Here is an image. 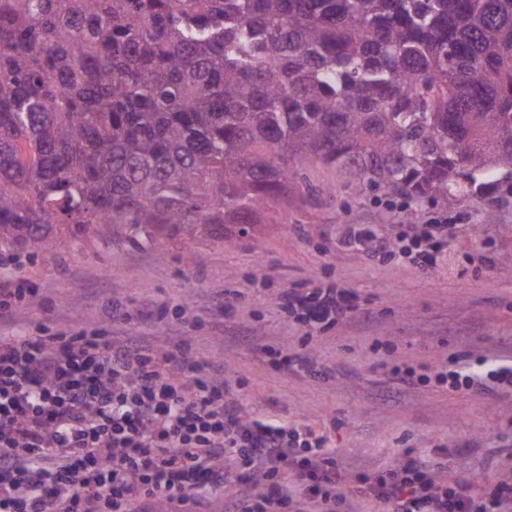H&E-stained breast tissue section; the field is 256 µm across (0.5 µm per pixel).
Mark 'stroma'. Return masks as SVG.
Segmentation results:
<instances>
[{
	"mask_svg": "<svg viewBox=\"0 0 512 512\" xmlns=\"http://www.w3.org/2000/svg\"><path fill=\"white\" fill-rule=\"evenodd\" d=\"M299 169L301 179L247 236L221 244L177 238L142 247L91 235L54 252L0 255V277L34 290L0 331L105 327L114 341L141 336L158 351L184 339L191 361L223 362L226 381H244L250 417L324 428L339 467L354 477L372 481L416 457L437 479L480 489L512 480V389L457 393L432 380L512 364V196L466 198L452 209L423 203L418 221L454 226L436 268L425 271L342 242L349 224L394 237L404 213L373 192L329 198L326 188L344 181L336 168L305 160ZM321 281L354 293L360 308L310 339L277 298ZM228 291L237 295L229 310ZM300 347L321 374L289 365ZM402 363L430 382L398 385L391 371Z\"/></svg>",
	"mask_w": 512,
	"mask_h": 512,
	"instance_id": "35a3bbf8",
	"label": "stroma"
}]
</instances>
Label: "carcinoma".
<instances>
[{
  "label": "carcinoma",
  "instance_id": "obj_1",
  "mask_svg": "<svg viewBox=\"0 0 512 512\" xmlns=\"http://www.w3.org/2000/svg\"><path fill=\"white\" fill-rule=\"evenodd\" d=\"M308 159L512 195V0H0V250L220 242Z\"/></svg>",
  "mask_w": 512,
  "mask_h": 512
}]
</instances>
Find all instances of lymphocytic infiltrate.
<instances>
[{
	"label": "lymphocytic infiltrate",
	"mask_w": 512,
	"mask_h": 512,
	"mask_svg": "<svg viewBox=\"0 0 512 512\" xmlns=\"http://www.w3.org/2000/svg\"><path fill=\"white\" fill-rule=\"evenodd\" d=\"M447 239L442 223L393 242L350 224L343 243L431 269ZM280 305L314 326L355 311L351 292L332 284L284 291ZM188 350L182 340L163 353L136 336L117 343L104 329L0 335V512H159L173 501L202 512L224 486V512H285L290 492H269L272 474L294 480L307 512H350L347 474L324 434L248 419L223 364L191 366ZM304 436L316 445L307 456L296 452ZM358 492L388 512H497L512 501V484L479 496L471 481H435L415 459Z\"/></svg>",
	"instance_id": "f902f5d3"
}]
</instances>
